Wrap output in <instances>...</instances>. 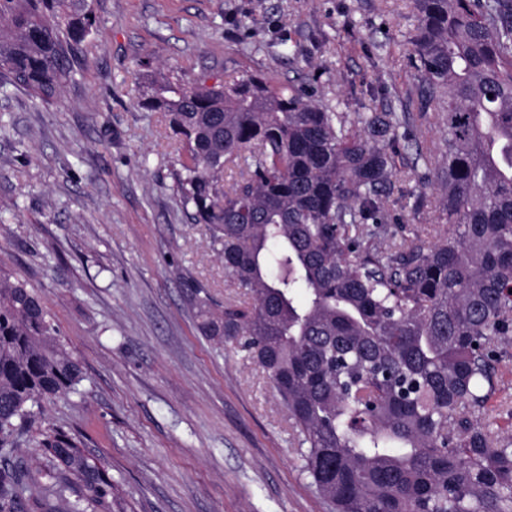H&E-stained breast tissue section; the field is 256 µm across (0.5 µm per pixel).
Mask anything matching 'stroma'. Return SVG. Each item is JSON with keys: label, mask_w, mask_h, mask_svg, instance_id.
<instances>
[{"label": "stroma", "mask_w": 512, "mask_h": 512, "mask_svg": "<svg viewBox=\"0 0 512 512\" xmlns=\"http://www.w3.org/2000/svg\"><path fill=\"white\" fill-rule=\"evenodd\" d=\"M92 8L98 31L58 103L0 91V267L41 293L83 373L34 425L80 436L125 512H327L261 369L196 332L185 278L220 302L237 290L205 225L180 206L177 147L138 88L150 71L193 84L246 71L284 82L303 68L319 76L317 99L341 111L398 112L419 85L410 0ZM435 200L402 169L384 200L396 235L434 223Z\"/></svg>", "instance_id": "obj_1"}]
</instances>
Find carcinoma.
Returning a JSON list of instances; mask_svg holds the SVG:
<instances>
[{"mask_svg":"<svg viewBox=\"0 0 512 512\" xmlns=\"http://www.w3.org/2000/svg\"><path fill=\"white\" fill-rule=\"evenodd\" d=\"M413 5L414 116L320 104L314 73L277 87L151 75L138 104L181 144V206L243 295L219 306L188 283L197 330L265 373L333 512H512V436L479 419L512 342V0ZM96 31L90 0H0V85L56 103ZM428 119L446 128L432 176L448 229L398 238L383 198L397 158L428 165L413 134ZM81 381L40 293L0 269V512H117L62 428L13 458L33 407Z\"/></svg>","mask_w":512,"mask_h":512,"instance_id":"obj_1","label":"carcinoma"}]
</instances>
